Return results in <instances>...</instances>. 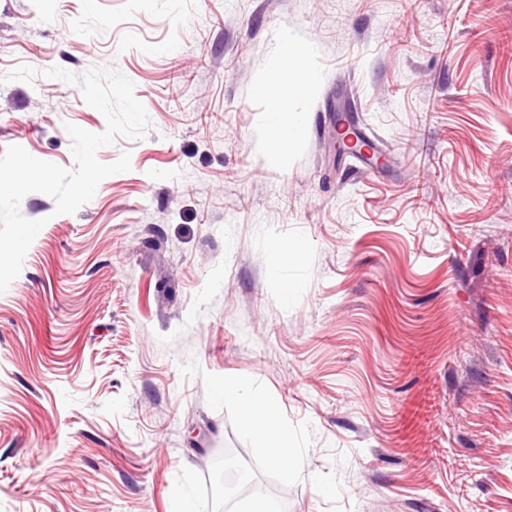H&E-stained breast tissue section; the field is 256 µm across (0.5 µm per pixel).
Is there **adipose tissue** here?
Wrapping results in <instances>:
<instances>
[{
  "label": "adipose tissue",
  "instance_id": "ef3b65f1",
  "mask_svg": "<svg viewBox=\"0 0 512 512\" xmlns=\"http://www.w3.org/2000/svg\"><path fill=\"white\" fill-rule=\"evenodd\" d=\"M276 38L282 46V54L277 67L262 86L263 91L271 93L273 100L266 114L262 138L269 147L273 162L285 169L298 145L303 124L296 102L312 92L319 76L306 65L310 46L300 43L292 30L281 28Z\"/></svg>",
  "mask_w": 512,
  "mask_h": 512
}]
</instances>
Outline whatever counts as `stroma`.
<instances>
[{
    "mask_svg": "<svg viewBox=\"0 0 512 512\" xmlns=\"http://www.w3.org/2000/svg\"><path fill=\"white\" fill-rule=\"evenodd\" d=\"M282 27L320 74L285 170L260 136ZM21 65L0 154L70 168L66 124L105 130L54 66L119 71L151 127L98 150L131 169L76 213L20 203L44 226L0 293V512H172L182 468L251 455L205 372L310 424L287 512H512V0H0Z\"/></svg>",
    "mask_w": 512,
    "mask_h": 512,
    "instance_id": "1",
    "label": "stroma"
}]
</instances>
